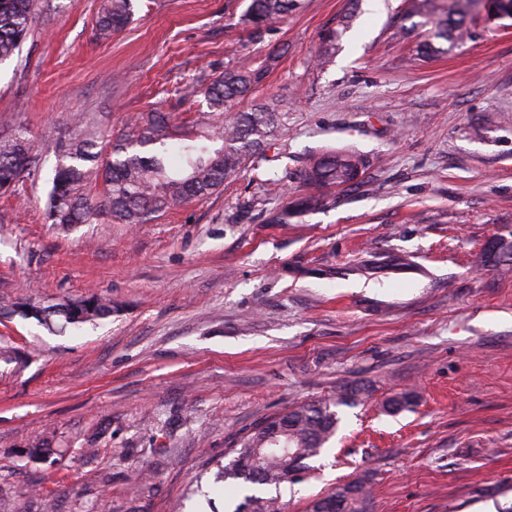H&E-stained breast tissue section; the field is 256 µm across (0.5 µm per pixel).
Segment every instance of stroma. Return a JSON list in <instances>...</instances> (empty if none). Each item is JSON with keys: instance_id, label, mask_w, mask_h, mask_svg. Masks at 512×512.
I'll use <instances>...</instances> for the list:
<instances>
[{"instance_id": "stroma-1", "label": "stroma", "mask_w": 512, "mask_h": 512, "mask_svg": "<svg viewBox=\"0 0 512 512\" xmlns=\"http://www.w3.org/2000/svg\"><path fill=\"white\" fill-rule=\"evenodd\" d=\"M247 0H139L96 37L100 0H36L0 64V119L20 117L42 172L0 193V512H234L267 486L216 476L237 439L341 390L335 436L277 492L282 512L359 479L368 512L512 507V19L480 16L448 53L417 55L404 0H303L255 41ZM335 34V62L312 59ZM271 67L252 98L286 131L218 194L150 223L44 214L54 144L83 116L119 135L140 113L190 120L225 67ZM358 185L270 224L329 150ZM98 296L112 317L52 332L19 305ZM408 391L413 405L392 412Z\"/></svg>"}]
</instances>
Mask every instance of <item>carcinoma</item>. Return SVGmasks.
Instances as JSON below:
<instances>
[{
    "mask_svg": "<svg viewBox=\"0 0 512 512\" xmlns=\"http://www.w3.org/2000/svg\"><path fill=\"white\" fill-rule=\"evenodd\" d=\"M407 2L406 18L430 31V38L420 46L422 57L448 52L470 30L467 15L460 10L440 12L435 0ZM299 7L300 0H249L244 20L260 37ZM33 13L34 0H0V63L18 53ZM133 15V0H102L98 35L111 38L132 23ZM263 78L261 69H224L205 90L211 111L187 125H176L172 115L164 112L142 114L125 127L121 137L107 141L112 160L103 167L97 164V141L86 135L83 118H76L68 138L55 146L58 163L44 206L48 221L62 229L107 221L146 224L178 203L217 193L225 182L241 176L246 163L263 154L283 132L282 113L267 103L224 118V108L248 97ZM41 166L25 124H5L0 129V191L38 177ZM365 166L364 157L355 152L328 151L310 162L303 177L312 185L347 186ZM99 182L105 185V195L95 201L87 196V188ZM326 206L323 194H307L292 208L270 213L268 223L286 224L295 213ZM21 308L24 316L51 332L112 316V303L97 296L52 306L27 302ZM350 401L351 395L339 393L326 400L293 404L266 419L237 441L222 477L280 486L305 460L319 455L336 431V407ZM369 500L365 483L339 485L314 501L311 512H367ZM275 502L251 495L234 512H274Z\"/></svg>",
    "mask_w": 512,
    "mask_h": 512,
    "instance_id": "cac0c4a2",
    "label": "carcinoma"
}]
</instances>
